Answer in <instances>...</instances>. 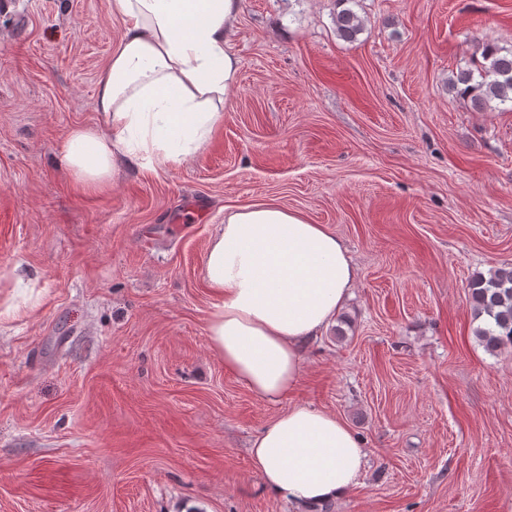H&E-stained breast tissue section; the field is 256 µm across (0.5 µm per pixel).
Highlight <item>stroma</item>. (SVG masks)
<instances>
[{"label":"stroma","mask_w":512,"mask_h":512,"mask_svg":"<svg viewBox=\"0 0 512 512\" xmlns=\"http://www.w3.org/2000/svg\"><path fill=\"white\" fill-rule=\"evenodd\" d=\"M242 0L224 121L175 165L88 191L61 164L99 122L125 30L110 0H0V512H296L252 440L288 408L367 450L333 512H512V348L478 340L469 285L512 264V111L452 88L512 0ZM327 225L356 270L259 400L210 349L207 244L228 207ZM336 32L339 37L348 42L357 40L363 31V21L352 9L343 7L335 16Z\"/></svg>","instance_id":"obj_1"}]
</instances>
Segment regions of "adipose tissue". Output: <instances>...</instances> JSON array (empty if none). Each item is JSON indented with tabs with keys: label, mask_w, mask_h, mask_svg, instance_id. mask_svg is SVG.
Returning a JSON list of instances; mask_svg holds the SVG:
<instances>
[{
	"label": "adipose tissue",
	"mask_w": 512,
	"mask_h": 512,
	"mask_svg": "<svg viewBox=\"0 0 512 512\" xmlns=\"http://www.w3.org/2000/svg\"><path fill=\"white\" fill-rule=\"evenodd\" d=\"M125 33L96 84L97 127L72 129L62 161L83 186H107L142 160L177 163L224 121L239 58L230 49L241 0H110ZM216 303L212 351L260 400L295 389L302 348L333 321L355 269L325 225L272 202L230 208L207 246ZM251 465L275 497L316 512L357 483L367 456L336 414L296 405L257 435Z\"/></svg>",
	"instance_id": "1"
}]
</instances>
